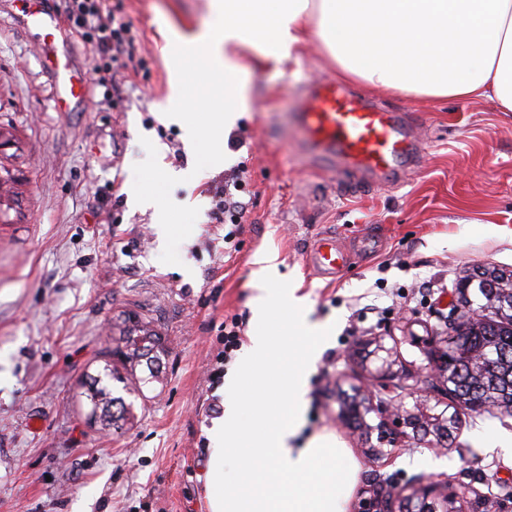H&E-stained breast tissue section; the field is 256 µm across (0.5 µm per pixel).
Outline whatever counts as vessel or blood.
<instances>
[{
    "mask_svg": "<svg viewBox=\"0 0 512 512\" xmlns=\"http://www.w3.org/2000/svg\"><path fill=\"white\" fill-rule=\"evenodd\" d=\"M56 82L65 96L77 99L87 88L85 77L69 70L57 72ZM294 120L308 153L330 158L373 182H391L420 159L415 126L405 113L376 106L333 83H309L297 101ZM348 259L341 241L324 237L310 262L322 274L338 275Z\"/></svg>",
    "mask_w": 512,
    "mask_h": 512,
    "instance_id": "vessel-or-blood-1",
    "label": "vessel or blood"
}]
</instances>
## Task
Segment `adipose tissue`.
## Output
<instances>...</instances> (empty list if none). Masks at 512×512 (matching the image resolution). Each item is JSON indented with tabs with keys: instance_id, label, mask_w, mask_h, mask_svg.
<instances>
[{
	"instance_id": "1",
	"label": "adipose tissue",
	"mask_w": 512,
	"mask_h": 512,
	"mask_svg": "<svg viewBox=\"0 0 512 512\" xmlns=\"http://www.w3.org/2000/svg\"><path fill=\"white\" fill-rule=\"evenodd\" d=\"M195 34L166 28L175 62L171 118L188 139L248 111L251 70L293 58L308 35L341 79L430 98L495 100L512 112V0H209ZM211 75L207 85L197 71ZM200 123L186 119L196 99Z\"/></svg>"
}]
</instances>
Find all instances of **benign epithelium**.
<instances>
[{
	"label": "benign epithelium",
	"instance_id": "benign-epithelium-1",
	"mask_svg": "<svg viewBox=\"0 0 512 512\" xmlns=\"http://www.w3.org/2000/svg\"><path fill=\"white\" fill-rule=\"evenodd\" d=\"M466 329L467 320L464 319L450 325L449 332L443 336L428 342L429 364L425 375L416 379L417 397L411 410L396 405V399L391 397L396 380L393 351L376 337L360 341L365 352L364 361L378 360L380 365L358 387L360 400L353 406H343L342 412L347 420L360 422L374 455L384 457L388 455L384 447L398 448L409 441L432 447L451 439L453 429L448 424L459 423V412L449 415L444 409L436 413L428 404V398L436 387L447 393L451 391V369L455 364L452 353ZM372 412L378 415L374 425L366 421V415ZM374 440L377 441L375 445L372 444ZM369 508L374 512H463L456 497L448 495L447 483L430 477L419 490L408 495L390 482L372 487V498L364 501V509Z\"/></svg>",
	"mask_w": 512,
	"mask_h": 512
}]
</instances>
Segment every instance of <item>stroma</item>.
I'll use <instances>...</instances> for the list:
<instances>
[{
	"label": "stroma",
	"mask_w": 512,
	"mask_h": 512,
	"mask_svg": "<svg viewBox=\"0 0 512 512\" xmlns=\"http://www.w3.org/2000/svg\"><path fill=\"white\" fill-rule=\"evenodd\" d=\"M122 2L142 36V77L117 109L100 111V86L59 107L52 74L65 61L88 72L89 46L62 28L19 26L38 0H0V512H208L224 320L253 332L250 281L263 251L308 297L312 320L336 325L310 372L295 446L336 436L359 463L357 499L379 479L404 487L432 476L465 512H512V455L490 443L512 435V415H462L452 446L413 444L384 462L340 422L336 401L337 378L360 369L357 340L383 337L417 373L427 363L421 340L447 328L464 271L512 267V112L490 99L359 86L416 117L422 158L391 184L337 171L306 153L290 117L305 84L336 79L313 38L295 60L251 72L250 108L235 124L245 144L215 154L189 146L166 118L174 71L159 33L169 23L192 34L205 0ZM241 163L253 202L245 223H209L208 181ZM137 190L157 208L132 205ZM365 231L381 237L378 253L359 250ZM326 234L350 250L338 277L308 265ZM437 275L447 283L440 294L423 287ZM123 312L152 322L168 354L162 382L135 394L112 383L133 405L116 431L90 421L80 392L111 361Z\"/></svg>",
	"instance_id": "1"
}]
</instances>
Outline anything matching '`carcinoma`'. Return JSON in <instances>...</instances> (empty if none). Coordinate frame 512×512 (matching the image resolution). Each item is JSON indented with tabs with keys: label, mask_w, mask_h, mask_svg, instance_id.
Here are the masks:
<instances>
[{
	"label": "carcinoma",
	"mask_w": 512,
	"mask_h": 512,
	"mask_svg": "<svg viewBox=\"0 0 512 512\" xmlns=\"http://www.w3.org/2000/svg\"><path fill=\"white\" fill-rule=\"evenodd\" d=\"M470 285L479 314L469 319L465 338L457 347L464 357L456 359L460 373L453 387L454 397L463 403L481 400L497 408L512 407V269L480 265L460 278ZM112 360L105 375L131 391L130 378L137 367L148 371L147 379L160 380L165 345L149 323L129 316L114 325ZM102 378L91 379L87 399L92 413H101L117 423L132 404L114 397Z\"/></svg>",
	"instance_id": "1"
}]
</instances>
